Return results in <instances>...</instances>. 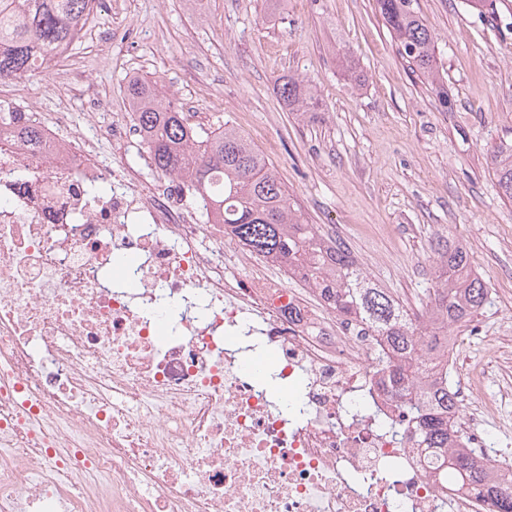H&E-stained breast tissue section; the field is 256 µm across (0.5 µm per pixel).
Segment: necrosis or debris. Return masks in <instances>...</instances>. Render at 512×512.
Masks as SVG:
<instances>
[{"instance_id":"1","label":"necrosis or debris","mask_w":512,"mask_h":512,"mask_svg":"<svg viewBox=\"0 0 512 512\" xmlns=\"http://www.w3.org/2000/svg\"><path fill=\"white\" fill-rule=\"evenodd\" d=\"M84 96L90 135L0 130V512H491L390 437L382 337L287 271L243 276L189 182L101 158L98 135L143 142ZM479 383L456 417L483 456Z\"/></svg>"}]
</instances>
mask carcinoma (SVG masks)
I'll use <instances>...</instances> for the list:
<instances>
[{
    "instance_id": "carcinoma-1",
    "label": "carcinoma",
    "mask_w": 512,
    "mask_h": 512,
    "mask_svg": "<svg viewBox=\"0 0 512 512\" xmlns=\"http://www.w3.org/2000/svg\"><path fill=\"white\" fill-rule=\"evenodd\" d=\"M375 2L401 57L448 106L434 36L413 0ZM96 9L97 0H0V81L47 72L73 50ZM124 93L151 170L189 178L205 223L224 225L250 253L288 268L318 289L338 314L384 336L390 351L377 360L376 373L393 382L417 441L436 452L447 450L449 477L460 488L487 492L486 472L466 449L454 447L459 433L453 421L454 391L448 385V364L434 357L442 345L432 330L467 323L488 297L465 246L446 235L431 240L437 274L418 325L387 289L370 281L350 250L307 222L271 164L234 128L189 125L160 79L134 76ZM280 97L298 112L318 110L312 88L292 77L282 83ZM492 164L503 196L512 200V144L499 147ZM492 512H512V488L495 494Z\"/></svg>"
}]
</instances>
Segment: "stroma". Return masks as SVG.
<instances>
[{"mask_svg": "<svg viewBox=\"0 0 512 512\" xmlns=\"http://www.w3.org/2000/svg\"><path fill=\"white\" fill-rule=\"evenodd\" d=\"M415 7L440 51L444 106L398 54L375 0H112L89 22L101 41L82 39L66 66L21 80L18 92L42 111L64 99L79 113L83 101L62 84L89 85L125 112L127 80L159 77L189 123L226 124L254 144L308 222L341 235L406 307L427 301L432 235L460 240L489 289L472 322L493 330L512 323V202L491 164L512 144V9ZM291 76L316 85V117L281 100ZM500 349L512 353V330ZM497 350L474 341L450 356L483 375L479 398L498 402L512 425Z\"/></svg>", "mask_w": 512, "mask_h": 512, "instance_id": "1", "label": "stroma"}]
</instances>
